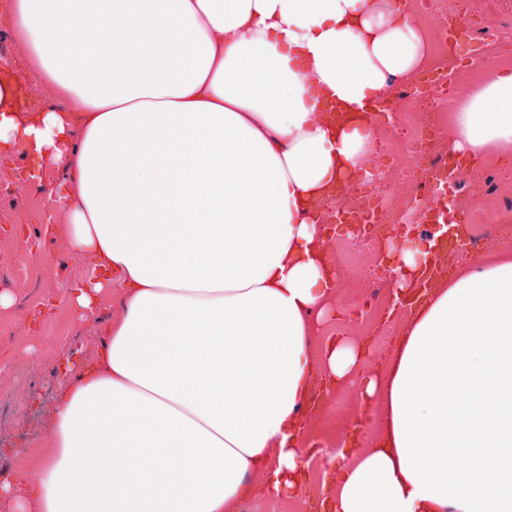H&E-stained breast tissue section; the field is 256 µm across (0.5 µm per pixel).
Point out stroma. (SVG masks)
Segmentation results:
<instances>
[{"mask_svg": "<svg viewBox=\"0 0 512 512\" xmlns=\"http://www.w3.org/2000/svg\"><path fill=\"white\" fill-rule=\"evenodd\" d=\"M19 157L0 155V186L6 187L0 199V262L20 260L28 278L24 284L14 280L0 283V288L14 292L17 303L4 317L8 325L0 335L7 363L0 368V439L22 433L29 437H47L46 414L56 386L55 365L59 354L74 350L93 351L98 338L93 317L77 312L60 301L61 295L87 279L88 261L70 253L61 242L45 238L43 219L48 210L44 201H31L30 184L16 179L22 168ZM339 270L338 290L358 298L367 290L364 262L355 254L352 242L335 247ZM392 306L390 291H383L378 302L359 318H350L345 309L325 327L324 336H362L369 341V365H376V352L384 349L385 329L390 325ZM41 394V404L31 402ZM356 387L347 386L333 397L310 434L312 442L321 444L322 452L309 461L310 481L321 487L329 475L324 455L358 407Z\"/></svg>", "mask_w": 512, "mask_h": 512, "instance_id": "35a3bbf8", "label": "stroma"}]
</instances>
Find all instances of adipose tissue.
Listing matches in <instances>:
<instances>
[{"label": "adipose tissue", "mask_w": 512, "mask_h": 512, "mask_svg": "<svg viewBox=\"0 0 512 512\" xmlns=\"http://www.w3.org/2000/svg\"><path fill=\"white\" fill-rule=\"evenodd\" d=\"M0 18L39 87L24 102L0 80V151L22 180L62 173L50 231L92 266L65 302L111 303L0 512H234L303 489L312 423L352 382L375 433L340 435L324 512H512V249L448 275L384 238L412 309L383 363L320 339L324 210L374 177L372 128L321 110L361 111L427 63L399 0H0ZM440 132L468 165L512 162V70L478 71Z\"/></svg>", "instance_id": "1"}]
</instances>
